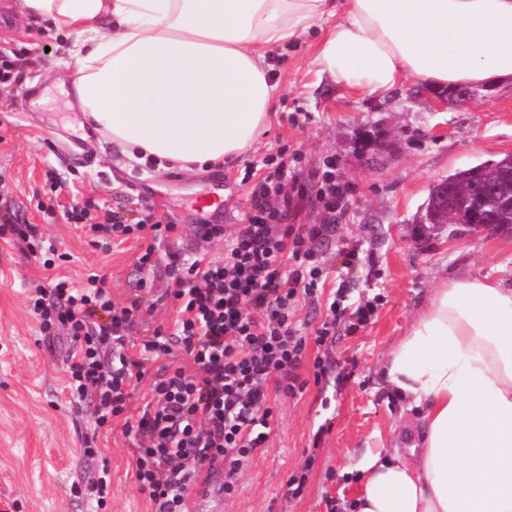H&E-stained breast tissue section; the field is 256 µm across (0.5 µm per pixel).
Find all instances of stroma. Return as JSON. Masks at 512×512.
<instances>
[{"label":"stroma","instance_id":"obj_1","mask_svg":"<svg viewBox=\"0 0 512 512\" xmlns=\"http://www.w3.org/2000/svg\"><path fill=\"white\" fill-rule=\"evenodd\" d=\"M70 46L51 21L31 19L14 0H0V47L11 50L23 75L21 83L0 89V203L23 208L38 238L69 256L50 271L28 255L25 244L0 238V508L14 500L16 512L153 510L138 490L135 441L125 426L136 420L149 382L134 390L126 418L99 431V454H84L80 436L97 431V416L92 404L79 410L69 404L70 341L44 339L29 295L31 285L53 276L77 284L90 270H102L117 305L142 302L128 329L130 342L138 344L176 317L175 305L164 298L169 279L161 265L146 274L139 270L146 239L95 246L68 223L65 211L88 203L136 219L145 204L176 225L175 247L219 258L223 238L202 236L197 224L243 223L268 161L281 158L299 172L306 192L289 223L324 222L315 192L327 161L335 162L336 180L348 196L334 237L314 245L323 269L318 290L293 312L307 340L306 387L271 399L276 424L265 451L240 471L236 492L225 495L223 467L204 470L188 506L190 512H342L355 497L364 456L389 446L393 430L406 421L383 362L432 288L463 272L512 278V230L423 237L415 224L436 182L512 150V81L495 86L491 101L438 112L434 86L421 81L371 93L320 78L306 39L271 52L279 95L272 126L254 148L201 171H161L130 157L102 132L82 136L75 96L57 87L68 74ZM77 133L82 140L75 147L71 137ZM375 139L382 150L370 148ZM49 170L64 185L59 195L49 191ZM212 193L221 198L219 211L193 207L195 198ZM348 245L359 251L357 265L349 268L341 255ZM338 290L346 312L335 337L316 343ZM366 302L374 306L370 322L350 330L354 311ZM317 358L328 365L319 378L312 367ZM104 469L111 478L105 506L93 496L72 494L73 482L91 485ZM301 475V494L290 496L289 479Z\"/></svg>","mask_w":512,"mask_h":512}]
</instances>
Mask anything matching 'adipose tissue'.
Here are the masks:
<instances>
[{"label": "adipose tissue", "instance_id": "1", "mask_svg": "<svg viewBox=\"0 0 512 512\" xmlns=\"http://www.w3.org/2000/svg\"><path fill=\"white\" fill-rule=\"evenodd\" d=\"M72 37L86 121L128 154L183 169L238 158L268 128L267 54L318 29L337 84L512 79V0H16ZM386 378L421 432L360 465L355 512H512V280L433 288L388 351Z\"/></svg>", "mask_w": 512, "mask_h": 512}]
</instances>
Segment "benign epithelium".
I'll use <instances>...</instances> for the list:
<instances>
[{
    "instance_id": "1",
    "label": "benign epithelium",
    "mask_w": 512,
    "mask_h": 512,
    "mask_svg": "<svg viewBox=\"0 0 512 512\" xmlns=\"http://www.w3.org/2000/svg\"><path fill=\"white\" fill-rule=\"evenodd\" d=\"M478 98L488 102L492 96L482 95L470 86H458L437 93V100L446 106H460ZM483 200L484 194L474 198L472 193L463 192L444 179L432 186L427 201L415 218V224L425 235L441 231L451 220L473 230L501 229L502 225L492 223L484 212Z\"/></svg>"
}]
</instances>
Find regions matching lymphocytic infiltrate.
<instances>
[{"mask_svg":"<svg viewBox=\"0 0 512 512\" xmlns=\"http://www.w3.org/2000/svg\"><path fill=\"white\" fill-rule=\"evenodd\" d=\"M288 179L280 166L271 171L255 195L246 224L224 242L222 258H185L181 252H158L175 225L144 210L135 223L118 212L93 216L75 207L71 223L83 225L102 243L136 231H149L153 243L138 257L140 270L165 264L168 297L179 301L173 332L156 328L136 355L125 354L126 331L139 301L118 308L106 275L92 272L79 285L60 280L35 285L33 313L46 340L67 333L72 351L67 389L73 408L94 398L98 426L126 409L132 388L151 378V398L136 424V480L153 503V512H188L189 492L202 468L224 467V491L236 489L244 464L264 448L273 410L268 391L302 390L299 370L306 341L292 323L300 296L313 295L322 270L310 249L328 232L325 224L283 226L295 207L287 194L270 204V190ZM120 352L118 366L103 371L100 350ZM181 350L194 372L170 362ZM156 371H149L150 362Z\"/></svg>","mask_w":512,"mask_h":512,"instance_id":"lymphocytic-infiltrate-1","label":"lymphocytic infiltrate"}]
</instances>
